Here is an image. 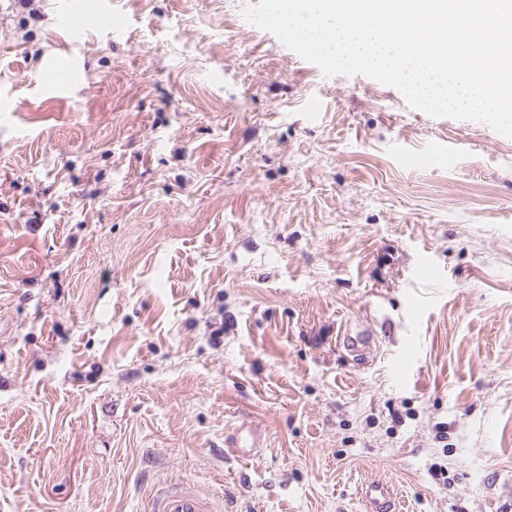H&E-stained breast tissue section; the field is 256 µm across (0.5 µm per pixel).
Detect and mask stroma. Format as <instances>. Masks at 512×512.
<instances>
[{
  "label": "stroma",
  "instance_id": "stroma-1",
  "mask_svg": "<svg viewBox=\"0 0 512 512\" xmlns=\"http://www.w3.org/2000/svg\"><path fill=\"white\" fill-rule=\"evenodd\" d=\"M111 2L72 38L71 0H0V512H362L377 479L512 512V138L324 76L258 0ZM225 442L239 458L252 460L257 456V448H262L263 434L257 426L242 421L225 437ZM150 512H220L218 497L208 496L188 483H172L158 487L149 500Z\"/></svg>",
  "mask_w": 512,
  "mask_h": 512
}]
</instances>
